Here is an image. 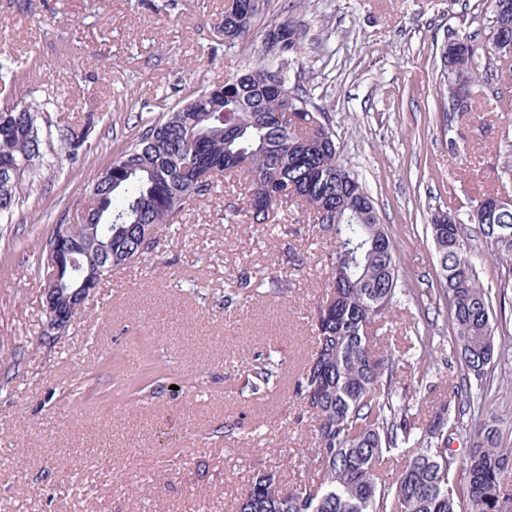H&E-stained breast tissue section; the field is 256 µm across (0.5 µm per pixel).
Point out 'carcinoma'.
Listing matches in <instances>:
<instances>
[{"label": "carcinoma", "mask_w": 512, "mask_h": 512, "mask_svg": "<svg viewBox=\"0 0 512 512\" xmlns=\"http://www.w3.org/2000/svg\"><path fill=\"white\" fill-rule=\"evenodd\" d=\"M493 24L492 44L512 47V0H485ZM257 0H240L224 11V39L245 38ZM264 52L222 86L192 93L177 109L145 122L129 145L86 186L95 207L83 218L73 254L59 283L83 288V280L144 257L159 235L181 219L188 201L211 194L218 178L244 186L245 203L228 206L224 220L271 224L299 205L318 232L333 240L326 293L316 303V349L295 382L303 411L313 422V447L299 463L311 472L304 481L284 483L271 471L258 473L235 500V512H512V489L501 476L512 469V448L501 442L500 419L485 415L479 439L460 457L448 448L460 413L445 403L420 419L396 401V362L376 348L374 326L390 317L398 301V267L391 236L380 224L372 197L358 176L340 161L336 136L306 91L288 86L290 56L300 50V33L286 20L269 26ZM479 47L468 38L451 39L441 50L442 87L448 104L470 92ZM287 95L279 98L271 84ZM39 113L23 101L0 108V166L15 168L9 187H0V220L11 219L22 186L44 158ZM90 128L66 134L70 155L86 143ZM208 142L215 170L199 183L185 171L196 140ZM435 217L430 225L440 270L439 290L452 325L454 355L464 368L459 389L471 381L487 384L489 370L512 354L495 343L491 291L480 281L462 225H479L490 257L512 259V209L494 223L479 209ZM164 369L143 360L137 375L114 367L113 385L126 398L155 393ZM280 365L259 356L246 387L258 395L278 386ZM407 464L385 476L380 466L396 457ZM466 485H457L459 473Z\"/></svg>", "instance_id": "obj_1"}]
</instances>
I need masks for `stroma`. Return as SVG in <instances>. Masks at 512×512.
Segmentation results:
<instances>
[{"label": "stroma", "mask_w": 512, "mask_h": 512, "mask_svg": "<svg viewBox=\"0 0 512 512\" xmlns=\"http://www.w3.org/2000/svg\"><path fill=\"white\" fill-rule=\"evenodd\" d=\"M224 5L0 0V61L17 74L0 81V106L41 104L50 156L27 180L12 222L0 223V512H233L254 474L280 466L294 476L311 447L291 383L314 347L332 245L298 208L282 218L299 226L288 237L226 223L239 184L218 181L208 200L186 204L151 254L102 281L52 346L40 340L42 249L53 224L82 209L88 182L141 121L233 77L274 22L298 28L291 83L326 113L341 162L358 174L394 242L404 294L384 344L404 400L426 418L455 397L464 371L452 353L428 226L437 211L468 210L487 193L512 199V153L500 147L512 133V57L481 54L474 109L454 123L437 94L445 41H492L484 0H258L248 37L231 46ZM88 121L95 130L87 147L70 158L66 130ZM291 252L303 256L302 267L288 268ZM279 267L288 270L286 293L235 297L241 272ZM430 323L426 358L416 336ZM145 342L167 363L162 387L138 404L111 400L110 359L138 370ZM271 351L288 387L244 397L248 363ZM493 387L471 399L449 442L457 454L470 450L489 411L512 443V371L495 373Z\"/></svg>", "instance_id": "35a3bbf8"}]
</instances>
